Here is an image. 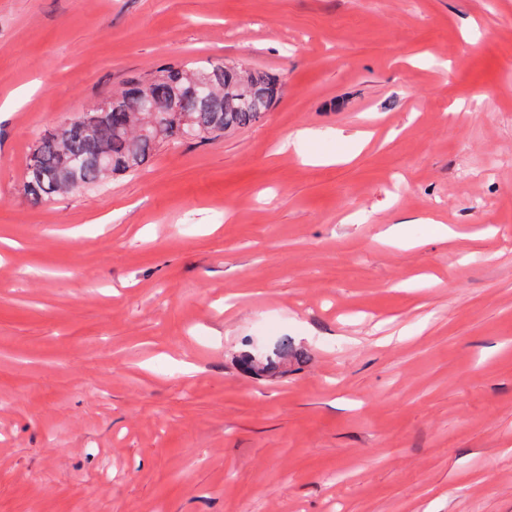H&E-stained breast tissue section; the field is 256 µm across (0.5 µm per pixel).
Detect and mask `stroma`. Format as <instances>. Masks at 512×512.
<instances>
[{"mask_svg":"<svg viewBox=\"0 0 512 512\" xmlns=\"http://www.w3.org/2000/svg\"><path fill=\"white\" fill-rule=\"evenodd\" d=\"M172 60L279 97L25 194ZM0 512H512V0H0ZM290 351V343L288 342V339H284L279 351H273L271 354L260 359H255L254 356H248L245 360V364L250 371L254 373L269 372L275 369L282 360L287 359Z\"/></svg>","mask_w":512,"mask_h":512,"instance_id":"obj_1","label":"stroma"}]
</instances>
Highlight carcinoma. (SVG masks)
Returning <instances> with one entry per match:
<instances>
[{
  "instance_id": "obj_1",
  "label": "carcinoma",
  "mask_w": 512,
  "mask_h": 512,
  "mask_svg": "<svg viewBox=\"0 0 512 512\" xmlns=\"http://www.w3.org/2000/svg\"><path fill=\"white\" fill-rule=\"evenodd\" d=\"M277 90L273 75L243 64L162 63L42 137L27 164L24 190L39 200L137 172L161 146L210 141L252 126L269 111ZM150 117L165 122V137L157 138ZM290 351L285 339L280 350L249 356L245 364L254 373L269 372Z\"/></svg>"
}]
</instances>
